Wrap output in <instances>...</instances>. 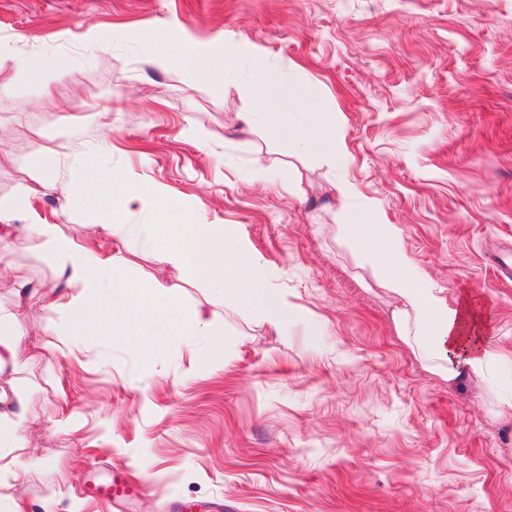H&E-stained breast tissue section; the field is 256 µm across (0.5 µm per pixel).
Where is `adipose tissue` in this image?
I'll return each mask as SVG.
<instances>
[{"label": "adipose tissue", "mask_w": 512, "mask_h": 512, "mask_svg": "<svg viewBox=\"0 0 512 512\" xmlns=\"http://www.w3.org/2000/svg\"><path fill=\"white\" fill-rule=\"evenodd\" d=\"M251 82L259 98L257 112L247 113L246 122L262 118L273 134L288 140L296 153H312L325 160L332 170H344L347 153L334 129L340 118L323 113L329 131L295 128L287 113L278 111L281 103L309 107L321 98L317 86L294 87L275 82L261 48L252 51ZM334 187L339 204L353 205V219L344 228L361 255L370 260L382 287L396 295L401 306L394 321L401 335L411 338L418 352L449 380H485L498 361L512 365V353L492 344L489 319L469 296L452 299L440 295L401 244L397 225L379 220L378 206L359 197L355 186L340 176ZM50 177L39 187H24L7 208H0V256L14 252L29 239L57 266L59 284L33 286L26 270L9 265L14 293L21 302L37 301L44 307L62 306L68 293L84 296L85 307L76 309L64 331L66 347L87 348L93 340L96 310L110 314L112 327L128 340L144 344L147 351H166L173 343L182 344L191 360L220 372L224 369V330L217 323L209 304L185 306L178 288L151 277L125 282V257L103 255L97 250L66 237L59 225L33 221L15 225L17 214L30 213V199L36 190H56ZM66 191L87 200L108 199L112 204V237L128 245L132 234H139L155 262L186 274L189 281L209 287L213 296L230 298L236 309L276 331L286 330L299 316L284 295L270 287L267 272L256 260L246 235L221 224L201 223L195 209L180 212V223H171L172 210L161 188L125 182L88 157L72 163V177ZM135 209L153 213L150 224H129L125 216ZM28 336L15 314L0 309V371L28 363L25 350ZM26 410H14L7 392L0 390V512H22V492L29 471L38 469L40 460L10 468L3 461L21 447L19 426L26 422Z\"/></svg>", "instance_id": "adipose-tissue-1"}]
</instances>
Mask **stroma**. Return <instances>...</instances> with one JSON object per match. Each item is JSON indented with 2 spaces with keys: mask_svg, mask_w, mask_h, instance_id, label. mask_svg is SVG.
Wrapping results in <instances>:
<instances>
[{
  "mask_svg": "<svg viewBox=\"0 0 512 512\" xmlns=\"http://www.w3.org/2000/svg\"><path fill=\"white\" fill-rule=\"evenodd\" d=\"M94 28L102 44L84 40ZM164 33L156 69L143 36ZM231 61L218 80L187 54ZM276 80L320 87L342 117L347 177L378 203L442 296L473 295L512 352V282L489 256L512 249V0H0V204L41 167L71 178L94 152L127 182L167 191L209 224L248 236L273 287L300 311L287 333L213 304L224 369L142 355L103 325L110 364L67 349L65 310L20 305L38 360L0 377L32 415L27 512H102L82 490L124 466L145 491L120 512H512V387L448 381L399 336L398 298L345 239L321 158L238 116L254 111L250 47ZM63 58L72 75L35 71ZM203 127L209 144L184 139ZM41 221L108 251L107 204L55 192ZM161 274L185 305L206 286L159 271L146 248L124 269Z\"/></svg>",
  "mask_w": 512,
  "mask_h": 512,
  "instance_id": "obj_1",
  "label": "stroma"
}]
</instances>
